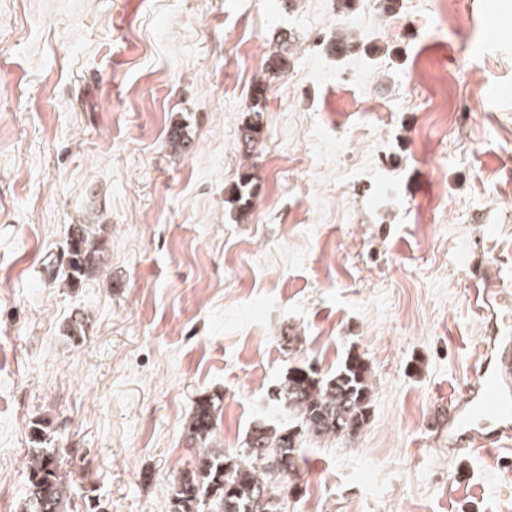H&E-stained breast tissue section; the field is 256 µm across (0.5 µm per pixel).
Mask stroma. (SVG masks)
<instances>
[{
    "label": "stroma",
    "instance_id": "1",
    "mask_svg": "<svg viewBox=\"0 0 512 512\" xmlns=\"http://www.w3.org/2000/svg\"><path fill=\"white\" fill-rule=\"evenodd\" d=\"M491 14L512 24V0H0L10 505L41 419L82 450L107 512H168L202 455L184 434L197 399L223 398L210 447L233 453L291 424L269 399L288 368L331 373L356 352L370 421L305 441L288 512H512V463L449 453L437 429L482 334L470 253L512 287V43L486 45ZM278 31L291 55L272 77ZM261 82L243 222L227 190ZM174 124L189 152L170 148ZM74 224L96 225L105 252L65 288L47 269Z\"/></svg>",
    "mask_w": 512,
    "mask_h": 512
}]
</instances>
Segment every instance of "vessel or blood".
<instances>
[{
	"label": "vessel or blood",
	"mask_w": 512,
	"mask_h": 512,
	"mask_svg": "<svg viewBox=\"0 0 512 512\" xmlns=\"http://www.w3.org/2000/svg\"><path fill=\"white\" fill-rule=\"evenodd\" d=\"M473 314L485 325L472 377L458 400L448 404V445L456 451L512 447V322L502 309L512 306V290L500 287L483 253L468 264Z\"/></svg>",
	"instance_id": "obj_1"
}]
</instances>
